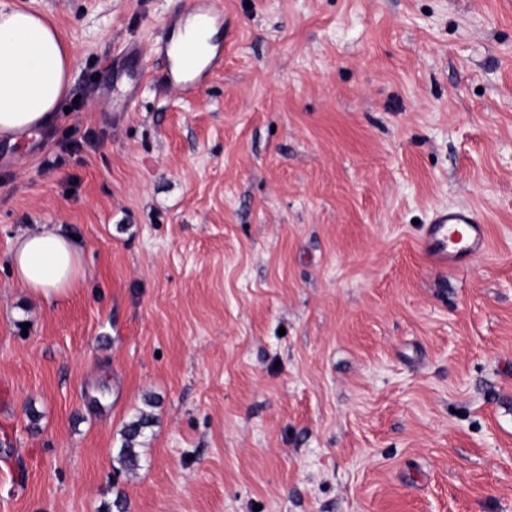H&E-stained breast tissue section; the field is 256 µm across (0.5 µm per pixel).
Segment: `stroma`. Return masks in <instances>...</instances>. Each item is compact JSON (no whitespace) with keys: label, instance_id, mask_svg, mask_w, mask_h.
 <instances>
[{"label":"stroma","instance_id":"1","mask_svg":"<svg viewBox=\"0 0 512 512\" xmlns=\"http://www.w3.org/2000/svg\"><path fill=\"white\" fill-rule=\"evenodd\" d=\"M73 54L63 121L0 140V512H512V0H5ZM58 168L44 156L72 134ZM468 207L488 247L423 251ZM77 236L31 300L16 238ZM155 401L142 468L120 431ZM187 57H191L193 61L188 63L186 61ZM168 58L170 59L168 72L170 83L184 93L198 87L206 77L223 66V55L218 49H215L212 55L205 50L204 63L199 66L196 64L193 51L186 52L182 60L183 70L179 71H174V63L170 53ZM486 245L484 221L470 208L437 210L426 227L425 252L436 265H462ZM10 259L15 281L37 300L66 298L81 274L77 247L53 230L17 239Z\"/></svg>","mask_w":512,"mask_h":512}]
</instances>
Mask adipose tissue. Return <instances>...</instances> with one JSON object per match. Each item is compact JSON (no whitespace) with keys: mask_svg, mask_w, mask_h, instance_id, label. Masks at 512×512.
I'll use <instances>...</instances> for the list:
<instances>
[{"mask_svg":"<svg viewBox=\"0 0 512 512\" xmlns=\"http://www.w3.org/2000/svg\"><path fill=\"white\" fill-rule=\"evenodd\" d=\"M71 54L57 29L39 14L0 7V140L39 136L60 119L70 86ZM15 281L37 300L66 298L81 274L77 247L53 231L14 243Z\"/></svg>","mask_w":512,"mask_h":512,"instance_id":"obj_1","label":"adipose tissue"}]
</instances>
